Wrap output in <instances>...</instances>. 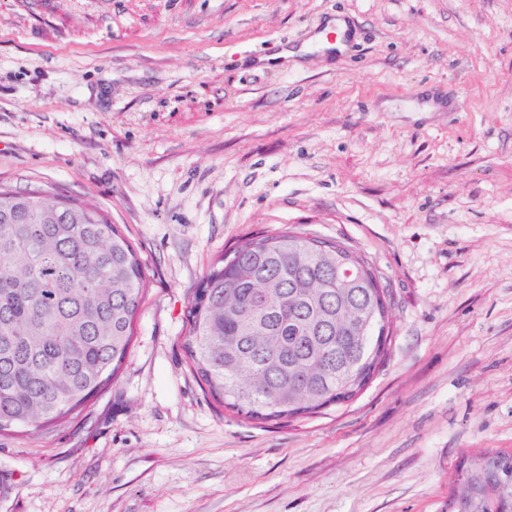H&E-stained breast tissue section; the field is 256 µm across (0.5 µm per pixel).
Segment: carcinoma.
Listing matches in <instances>:
<instances>
[{
  "label": "carcinoma",
  "instance_id": "obj_1",
  "mask_svg": "<svg viewBox=\"0 0 512 512\" xmlns=\"http://www.w3.org/2000/svg\"><path fill=\"white\" fill-rule=\"evenodd\" d=\"M144 286L100 212L0 188V432L41 429L109 385ZM388 290L338 241L282 230L222 254L190 307L187 352L224 407L266 422L351 400L387 354ZM452 512H512V454L459 478Z\"/></svg>",
  "mask_w": 512,
  "mask_h": 512
}]
</instances>
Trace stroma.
<instances>
[{
	"label": "stroma",
	"instance_id": "35a3bbf8",
	"mask_svg": "<svg viewBox=\"0 0 512 512\" xmlns=\"http://www.w3.org/2000/svg\"><path fill=\"white\" fill-rule=\"evenodd\" d=\"M0 187L98 209L145 276L115 381L0 433V512H450L512 452V0H0ZM284 229L368 259L390 340L348 403L256 422L188 311Z\"/></svg>",
	"mask_w": 512,
	"mask_h": 512
}]
</instances>
